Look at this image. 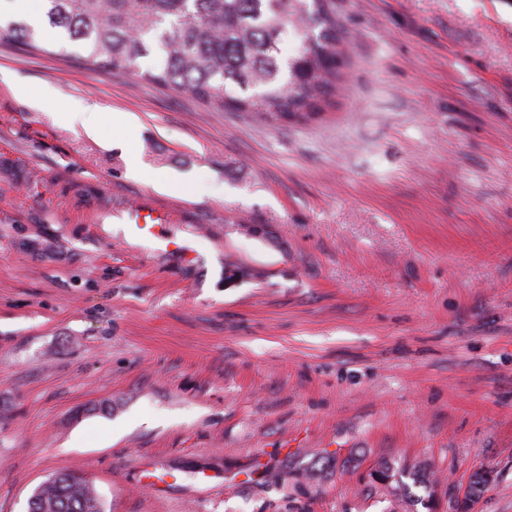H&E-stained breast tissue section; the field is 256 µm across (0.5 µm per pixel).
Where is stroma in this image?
Returning <instances> with one entry per match:
<instances>
[{
  "label": "stroma",
  "mask_w": 512,
  "mask_h": 512,
  "mask_svg": "<svg viewBox=\"0 0 512 512\" xmlns=\"http://www.w3.org/2000/svg\"><path fill=\"white\" fill-rule=\"evenodd\" d=\"M334 9L299 123L0 43L57 91L0 81V512L67 470L104 512H456L479 471L512 512V0ZM384 463L429 483L393 508ZM1 76L4 81L10 83L15 95L28 100L36 108H42L50 104L57 97L55 88L49 84L33 87L29 84L12 80L9 75L3 74L2 71ZM100 111L97 104L79 101L71 105L61 108L58 113V118L66 125L81 129L87 135H99L100 123L96 114Z\"/></svg>",
  "instance_id": "stroma-1"
}]
</instances>
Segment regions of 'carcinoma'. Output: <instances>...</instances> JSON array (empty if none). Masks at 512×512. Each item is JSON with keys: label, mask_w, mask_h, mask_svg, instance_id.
I'll return each mask as SVG.
<instances>
[{"label": "carcinoma", "mask_w": 512, "mask_h": 512, "mask_svg": "<svg viewBox=\"0 0 512 512\" xmlns=\"http://www.w3.org/2000/svg\"><path fill=\"white\" fill-rule=\"evenodd\" d=\"M45 20L81 47L97 70L120 73L160 51L147 82L217 109L299 122L321 110L344 66L332 0H42ZM303 33L298 53L282 58L289 30ZM23 18L3 15L0 43L40 49ZM28 512H102L76 471L43 486Z\"/></svg>", "instance_id": "cac0c4a2"}]
</instances>
